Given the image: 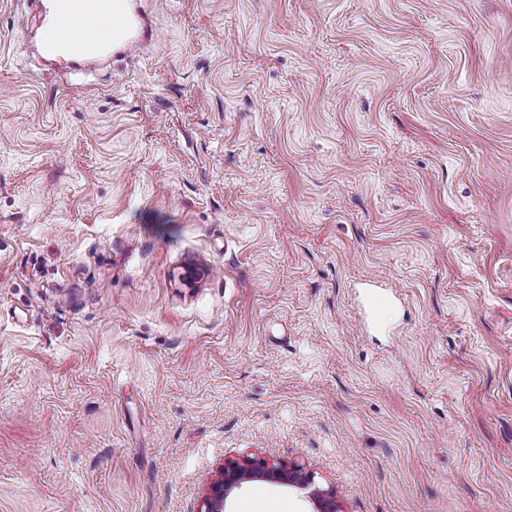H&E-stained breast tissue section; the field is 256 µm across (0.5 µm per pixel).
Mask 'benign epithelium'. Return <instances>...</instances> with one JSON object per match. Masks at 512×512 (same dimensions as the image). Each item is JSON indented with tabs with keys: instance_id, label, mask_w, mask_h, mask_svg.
Here are the masks:
<instances>
[{
	"instance_id": "obj_1",
	"label": "benign epithelium",
	"mask_w": 512,
	"mask_h": 512,
	"mask_svg": "<svg viewBox=\"0 0 512 512\" xmlns=\"http://www.w3.org/2000/svg\"><path fill=\"white\" fill-rule=\"evenodd\" d=\"M251 480L285 486L309 487L314 483V474L303 466L280 460L245 456L224 463L217 478L210 484L201 512H224L229 494ZM313 512H341L334 493L315 489L311 493Z\"/></svg>"
}]
</instances>
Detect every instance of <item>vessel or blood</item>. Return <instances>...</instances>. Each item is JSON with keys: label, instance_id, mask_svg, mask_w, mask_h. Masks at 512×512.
I'll return each mask as SVG.
<instances>
[{"label": "vessel or blood", "instance_id": "obj_1", "mask_svg": "<svg viewBox=\"0 0 512 512\" xmlns=\"http://www.w3.org/2000/svg\"><path fill=\"white\" fill-rule=\"evenodd\" d=\"M105 7L113 14L112 30L107 34L95 23L97 14ZM62 25L76 33L66 44L56 39V30ZM154 38L151 21L135 0H56L53 10L44 9L39 13L36 52L52 64L92 63L109 51L125 53L149 46ZM361 295L371 314L394 301L392 294L381 291L371 279L364 281Z\"/></svg>", "mask_w": 512, "mask_h": 512}]
</instances>
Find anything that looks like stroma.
<instances>
[{
    "instance_id": "1",
    "label": "stroma",
    "mask_w": 512,
    "mask_h": 512,
    "mask_svg": "<svg viewBox=\"0 0 512 512\" xmlns=\"http://www.w3.org/2000/svg\"><path fill=\"white\" fill-rule=\"evenodd\" d=\"M142 5L57 74L0 0V512H512V0ZM362 285L363 288H361V295L363 304L368 311L369 317L373 321L378 308L382 305L392 304L397 296L395 294L383 292L380 288H376L377 285L375 280H364ZM251 480L309 487L314 483V474L297 463L248 455L242 459L225 462L224 466L219 468L217 478L209 486L201 512H224L229 494Z\"/></svg>"
}]
</instances>
